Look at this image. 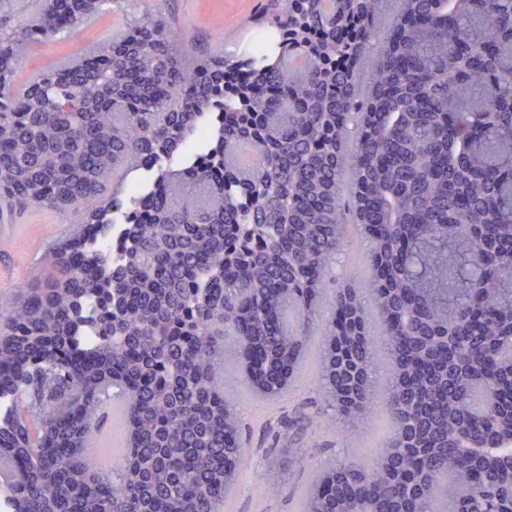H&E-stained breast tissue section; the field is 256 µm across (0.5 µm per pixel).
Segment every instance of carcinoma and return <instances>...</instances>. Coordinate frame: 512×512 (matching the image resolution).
I'll list each match as a JSON object with an SVG mask.
<instances>
[{
	"mask_svg": "<svg viewBox=\"0 0 512 512\" xmlns=\"http://www.w3.org/2000/svg\"><path fill=\"white\" fill-rule=\"evenodd\" d=\"M107 2L9 18L0 74ZM259 21L279 35L259 61L181 53L149 11L119 55L0 84V213L101 223L0 310L7 512H222L249 456L224 350L264 349L248 380L278 401L316 333L336 415L374 419L380 389L391 427L298 512H512V0H279ZM353 231L366 278L331 288ZM111 400L131 451L101 471Z\"/></svg>",
	"mask_w": 512,
	"mask_h": 512,
	"instance_id": "obj_1",
	"label": "carcinoma"
}]
</instances>
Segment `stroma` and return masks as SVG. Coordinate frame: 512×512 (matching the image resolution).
Segmentation results:
<instances>
[{
    "label": "stroma",
    "instance_id": "stroma-1",
    "mask_svg": "<svg viewBox=\"0 0 512 512\" xmlns=\"http://www.w3.org/2000/svg\"><path fill=\"white\" fill-rule=\"evenodd\" d=\"M267 0H112L104 11L73 34L29 46L14 71L11 86L21 89L37 73L75 58L90 46L122 35L132 19L155 7L161 11L182 48L211 56L242 54L255 33L250 20L261 14ZM78 210L65 213L31 207L0 221V307L24 287L31 273L44 267L51 247L81 224ZM320 344L311 341L305 366L291 392L275 403L260 401L250 391L234 351H226L224 391L236 398L245 417L241 438L250 456L230 492L224 512H297L314 469L339 460L364 461L386 432L388 417L376 421L333 418L321 388L314 383ZM292 448L308 451L306 466L288 458ZM276 453L279 473L269 472L265 457ZM279 490L267 495L269 483Z\"/></svg>",
    "mask_w": 512,
    "mask_h": 512
}]
</instances>
